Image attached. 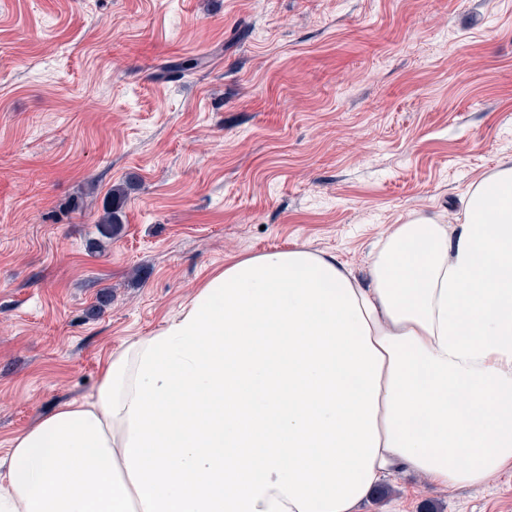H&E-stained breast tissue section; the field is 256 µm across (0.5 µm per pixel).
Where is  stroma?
<instances>
[{
    "label": "stroma",
    "instance_id": "1",
    "mask_svg": "<svg viewBox=\"0 0 512 512\" xmlns=\"http://www.w3.org/2000/svg\"><path fill=\"white\" fill-rule=\"evenodd\" d=\"M509 160L512 0H0V456L225 263L303 247L365 279ZM389 487L363 512H512V469ZM203 64L201 58H188L178 64L161 63L155 66L153 78L155 80H168L180 77L185 72H192ZM128 197V188L124 184L114 186L102 206L96 224L104 236H113L122 224V209Z\"/></svg>",
    "mask_w": 512,
    "mask_h": 512
}]
</instances>
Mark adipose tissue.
<instances>
[{
    "mask_svg": "<svg viewBox=\"0 0 512 512\" xmlns=\"http://www.w3.org/2000/svg\"><path fill=\"white\" fill-rule=\"evenodd\" d=\"M511 465L504 162L455 227L395 225L366 282L303 248L226 264L12 438L0 512H362L398 470L478 489Z\"/></svg>",
    "mask_w": 512,
    "mask_h": 512,
    "instance_id": "ef3b65f1",
    "label": "adipose tissue"
}]
</instances>
